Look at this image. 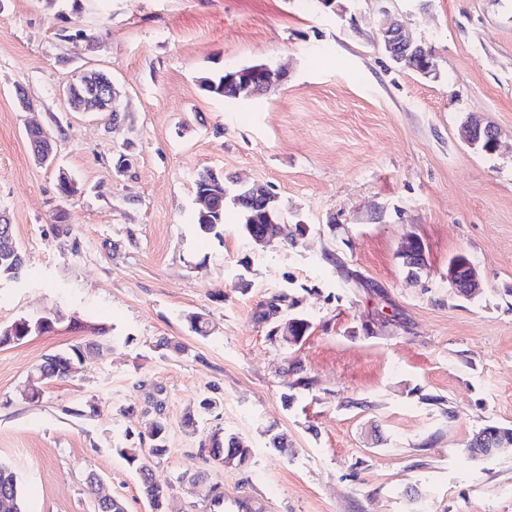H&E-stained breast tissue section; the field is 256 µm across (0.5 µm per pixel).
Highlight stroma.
<instances>
[{"mask_svg": "<svg viewBox=\"0 0 512 512\" xmlns=\"http://www.w3.org/2000/svg\"><path fill=\"white\" fill-rule=\"evenodd\" d=\"M388 15L431 48V74L389 58ZM261 63L286 72L274 91L227 103L199 83ZM89 67L111 74L120 122L69 111L60 90ZM472 118L496 128V152L464 140ZM31 121L53 133L54 165L34 162ZM205 168L266 185L307 225L298 246L253 244L232 207L223 240L199 233ZM0 218L26 259L22 281L0 283V324L56 320L0 347V463L27 512H95L92 471L126 512H151L113 446L145 430L157 389L163 512H202L191 476L221 483L224 512H512V448L465 450L484 426L512 427V0H0ZM411 237L416 284L399 256ZM459 253L483 276L478 298L448 282ZM287 289L311 322L291 346L255 317ZM94 340L99 354L25 396L46 355ZM300 375L314 387L290 390ZM212 391L208 425L246 442L245 466L204 463L203 432L182 425Z\"/></svg>", "mask_w": 512, "mask_h": 512, "instance_id": "stroma-1", "label": "stroma"}]
</instances>
